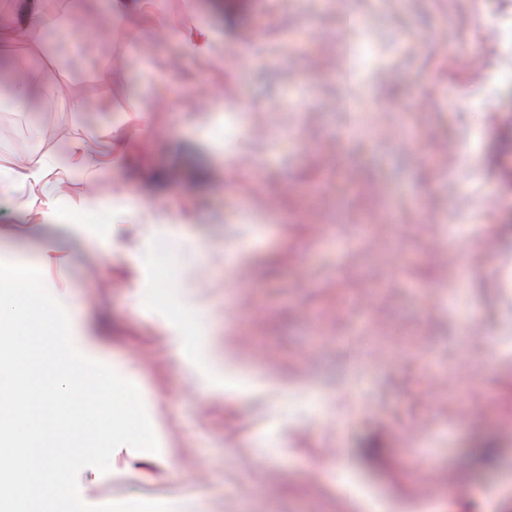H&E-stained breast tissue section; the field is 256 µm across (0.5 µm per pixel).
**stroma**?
<instances>
[{
	"label": "stroma",
	"instance_id": "stroma-1",
	"mask_svg": "<svg viewBox=\"0 0 512 512\" xmlns=\"http://www.w3.org/2000/svg\"><path fill=\"white\" fill-rule=\"evenodd\" d=\"M106 11L0 37L37 78L0 112V176L55 169L97 237L27 185L0 193V252L164 420L161 452L81 470L83 501L512 512V0Z\"/></svg>",
	"mask_w": 512,
	"mask_h": 512
}]
</instances>
